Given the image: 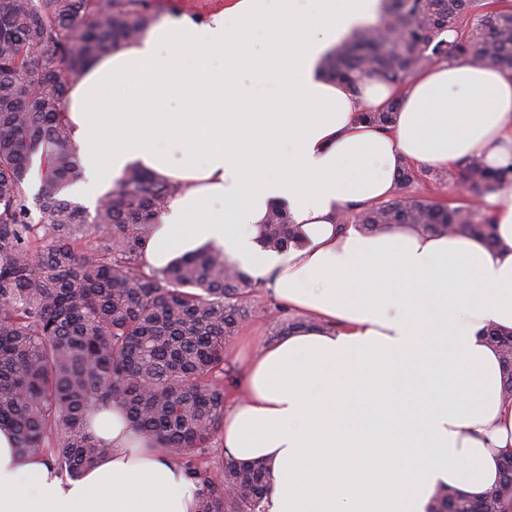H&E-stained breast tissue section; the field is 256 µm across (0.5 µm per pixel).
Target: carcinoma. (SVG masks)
Masks as SVG:
<instances>
[{
  "mask_svg": "<svg viewBox=\"0 0 512 512\" xmlns=\"http://www.w3.org/2000/svg\"><path fill=\"white\" fill-rule=\"evenodd\" d=\"M385 13V23L326 56L327 78L402 84L433 63L487 58L512 69V8L385 0ZM153 21L146 0H0V427L13 431L22 454L48 449L76 477L112 451L87 432L88 414L118 403L137 432L196 483L197 512H267L265 466L227 456L213 476L199 465L223 426L224 344L250 315L257 281L217 247L144 272L149 233L176 191L164 179L127 170L92 216L63 195L78 174L60 113L65 91L99 53L135 40ZM397 24L404 25L399 36ZM447 31L456 33L453 40L442 38ZM37 154L44 188L31 207ZM416 178L404 165L393 198L349 204L338 224L350 219L372 234L414 224L496 243L486 209L414 198L408 189ZM439 181L495 194L512 185V157L497 168L465 159ZM82 226L100 233L101 252L79 249ZM258 242L281 252L300 244L285 208L270 211ZM486 339L500 354L502 394L512 398V328L491 326ZM511 499L512 457L499 486L474 499L444 485L427 512H503Z\"/></svg>",
  "mask_w": 512,
  "mask_h": 512,
  "instance_id": "1",
  "label": "carcinoma"
}]
</instances>
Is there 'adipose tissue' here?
<instances>
[{
    "instance_id": "1",
    "label": "adipose tissue",
    "mask_w": 512,
    "mask_h": 512,
    "mask_svg": "<svg viewBox=\"0 0 512 512\" xmlns=\"http://www.w3.org/2000/svg\"><path fill=\"white\" fill-rule=\"evenodd\" d=\"M230 0L95 57L63 116L95 203L136 165L172 182L146 245L160 269L223 248L310 328L261 345L225 410L227 452L270 468L269 512H426L448 485L478 494L512 453V399L484 330L512 328V189L487 198L497 243L396 224L338 231L352 202L390 199L403 163L446 170L512 155V69L438 62L403 85L356 87L321 64L381 0ZM277 85L252 98L248 84ZM397 102L389 130L363 120ZM282 206L302 242L262 250ZM109 456L65 483L0 429V512H196L195 486L120 407L90 425Z\"/></svg>"
}]
</instances>
